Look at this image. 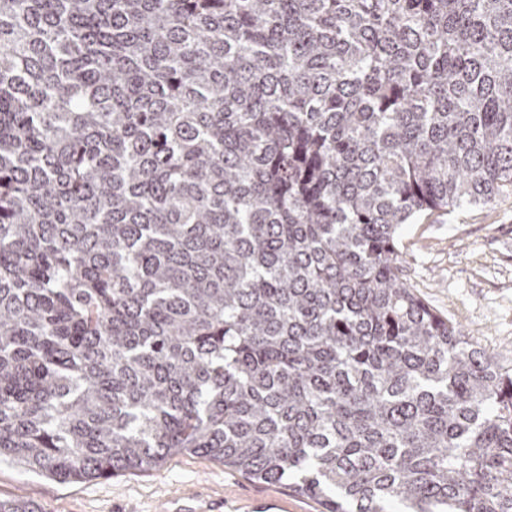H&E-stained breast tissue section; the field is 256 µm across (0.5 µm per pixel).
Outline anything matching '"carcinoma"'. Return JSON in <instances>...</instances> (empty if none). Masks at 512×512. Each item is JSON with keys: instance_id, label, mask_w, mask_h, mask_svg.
<instances>
[{"instance_id": "1", "label": "carcinoma", "mask_w": 512, "mask_h": 512, "mask_svg": "<svg viewBox=\"0 0 512 512\" xmlns=\"http://www.w3.org/2000/svg\"><path fill=\"white\" fill-rule=\"evenodd\" d=\"M507 187L512 0H0V464L512 512V369L396 240Z\"/></svg>"}]
</instances>
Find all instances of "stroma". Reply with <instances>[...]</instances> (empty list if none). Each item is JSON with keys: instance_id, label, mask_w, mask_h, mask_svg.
<instances>
[{"instance_id": "stroma-1", "label": "stroma", "mask_w": 512, "mask_h": 512, "mask_svg": "<svg viewBox=\"0 0 512 512\" xmlns=\"http://www.w3.org/2000/svg\"><path fill=\"white\" fill-rule=\"evenodd\" d=\"M397 240L413 292L489 360L512 368V192L489 204L425 212L400 225ZM176 495L209 512H249L251 501L265 497L278 499L276 512H321L286 486L194 453L168 456L149 471L71 483L0 466V499L32 503L38 512H166Z\"/></svg>"}]
</instances>
